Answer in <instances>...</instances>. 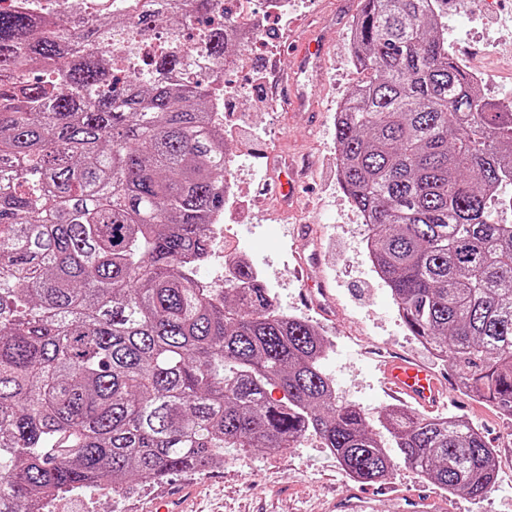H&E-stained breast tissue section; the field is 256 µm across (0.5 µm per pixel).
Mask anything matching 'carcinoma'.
Instances as JSON below:
<instances>
[{
  "mask_svg": "<svg viewBox=\"0 0 512 512\" xmlns=\"http://www.w3.org/2000/svg\"><path fill=\"white\" fill-rule=\"evenodd\" d=\"M190 2L0 6V512L310 432L357 482L400 461L484 498L496 450L475 426L391 406L374 432L336 402L324 336L280 313L248 261L221 293L197 277L231 177L211 76L244 39L226 25L231 0ZM162 23L172 44L150 69L114 67ZM438 29L429 0H362L366 79L337 112L339 177L408 331L511 418L512 224L492 202L512 184V112ZM200 56L208 70L168 78Z\"/></svg>",
  "mask_w": 512,
  "mask_h": 512,
  "instance_id": "obj_1",
  "label": "carcinoma"
}]
</instances>
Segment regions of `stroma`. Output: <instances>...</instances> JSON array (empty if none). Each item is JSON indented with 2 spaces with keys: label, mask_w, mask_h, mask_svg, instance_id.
I'll return each instance as SVG.
<instances>
[{
  "label": "stroma",
  "mask_w": 512,
  "mask_h": 512,
  "mask_svg": "<svg viewBox=\"0 0 512 512\" xmlns=\"http://www.w3.org/2000/svg\"><path fill=\"white\" fill-rule=\"evenodd\" d=\"M361 2L300 0L288 24L268 18L270 37L253 44L244 62L225 73L233 97L224 122L243 125L240 135L227 138L242 193L215 227L211 255L197 275L220 280L226 254L247 258L281 312L322 330L327 348L321 365L335 383L337 400L358 406L370 418L393 403L383 381L384 355L414 357L445 376L450 384L447 409L479 428L497 452L498 485L497 492L479 501L461 492L447 496L448 512H512V420L460 389L454 368L433 358L407 330L372 267L360 216L339 183L334 115L337 101L362 78L347 37ZM438 9L449 54L458 63L484 69L489 99L511 100L512 0H496L491 8L483 7L482 0H438ZM314 26L332 32L334 41L322 67L307 80L312 105L282 111L276 79L296 66L288 41ZM291 163L302 171L303 198L284 210L275 198L263 197L262 189ZM310 236L321 247L316 273L330 287L329 318L301 301L293 274ZM187 482L195 484L203 512H317L352 485L329 449L310 434L295 448L228 453L223 465L205 472L129 482L119 500L99 490L72 492L52 501L47 512H150L155 496Z\"/></svg>",
  "instance_id": "obj_1"
}]
</instances>
